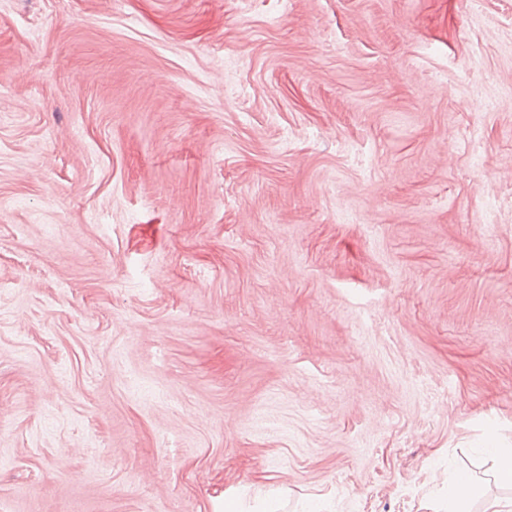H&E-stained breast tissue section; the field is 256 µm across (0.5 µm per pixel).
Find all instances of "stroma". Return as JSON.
<instances>
[{
    "mask_svg": "<svg viewBox=\"0 0 512 512\" xmlns=\"http://www.w3.org/2000/svg\"><path fill=\"white\" fill-rule=\"evenodd\" d=\"M512 0H0V512H429L512 448ZM471 95L485 111H498L512 103L511 93L494 94L479 86L473 88Z\"/></svg>",
    "mask_w": 512,
    "mask_h": 512,
    "instance_id": "stroma-1",
    "label": "stroma"
}]
</instances>
